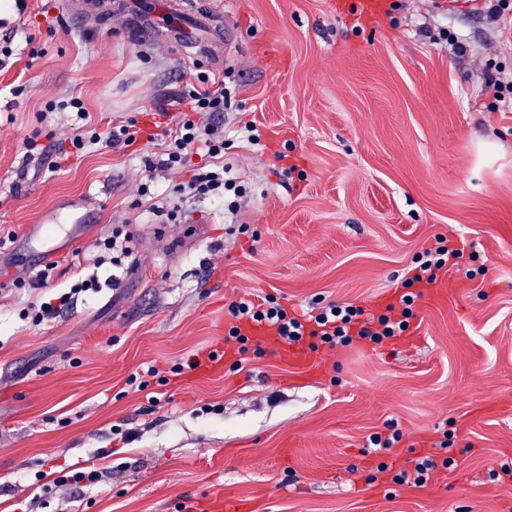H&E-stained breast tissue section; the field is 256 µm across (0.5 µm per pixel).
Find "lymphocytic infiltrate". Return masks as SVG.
<instances>
[{
  "mask_svg": "<svg viewBox=\"0 0 512 512\" xmlns=\"http://www.w3.org/2000/svg\"><path fill=\"white\" fill-rule=\"evenodd\" d=\"M61 108H72L76 114L73 143L77 148L97 145L109 148L121 139L117 131H92L87 127L89 114L80 98L73 97L61 101ZM168 139L164 149L154 155L145 157L146 169H179L185 167L190 154H198L201 165L195 168L188 181L174 186L177 196L210 198L223 201L226 193L241 196L242 188L234 179L224 175V135L218 127L204 122L185 120L175 128L167 130ZM460 251L451 247L447 238L437 237L433 247L416 254L412 275L406 285L408 291L400 297L396 306H387L385 313L368 314L367 310L352 304L328 303L303 314L288 312L274 297H266L263 302L255 303L247 299L231 302L228 314L234 324L229 335L238 343H245L246 335L241 326L245 323H259L274 330V339L280 343L296 344L312 337L319 339L329 348L346 347L354 339L380 343L407 331L409 321L414 316L413 305L416 295L415 287L432 285L440 273L447 269L450 261L459 257ZM99 290L97 275L91 274L76 280L67 291L56 294L42 301L33 311L32 320L43 323L54 319L63 308L72 306L79 297L93 294Z\"/></svg>",
  "mask_w": 512,
  "mask_h": 512,
  "instance_id": "f902f5d3",
  "label": "lymphocytic infiltrate"
}]
</instances>
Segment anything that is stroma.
<instances>
[{"label": "stroma", "instance_id": "obj_1", "mask_svg": "<svg viewBox=\"0 0 512 512\" xmlns=\"http://www.w3.org/2000/svg\"><path fill=\"white\" fill-rule=\"evenodd\" d=\"M65 2L0 0L17 29L0 69V512H225L228 499L246 512H512V112L481 74L489 60L512 75V29L495 27L490 0H402L363 20L331 0H201L228 39L190 50ZM202 76L227 94L235 213L169 196L199 156L144 167L147 135L189 117L182 94ZM70 97L135 144L74 148L70 113L48 109ZM145 183L175 220L153 213ZM53 216L84 236L37 290L17 241ZM116 229L137 262L117 283L97 263ZM439 235L462 255L416 343L324 346L305 377L264 338L220 371L173 373L223 347L242 298L384 311ZM92 271L98 293L49 322L23 317ZM391 422L401 440L367 452ZM414 451L455 464L424 487L393 484ZM63 470L98 477L56 485Z\"/></svg>", "mask_w": 512, "mask_h": 512}]
</instances>
